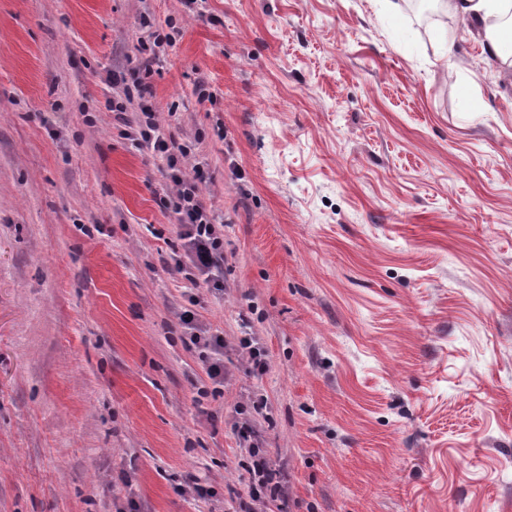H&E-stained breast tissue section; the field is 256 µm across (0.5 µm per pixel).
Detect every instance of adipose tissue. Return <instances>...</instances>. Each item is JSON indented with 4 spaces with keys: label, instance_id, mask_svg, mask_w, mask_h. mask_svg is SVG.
Segmentation results:
<instances>
[{
    "label": "adipose tissue",
    "instance_id": "ef3b65f1",
    "mask_svg": "<svg viewBox=\"0 0 512 512\" xmlns=\"http://www.w3.org/2000/svg\"><path fill=\"white\" fill-rule=\"evenodd\" d=\"M449 12L464 20L483 22L485 53L512 62V0H447Z\"/></svg>",
    "mask_w": 512,
    "mask_h": 512
}]
</instances>
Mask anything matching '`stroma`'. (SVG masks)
I'll use <instances>...</instances> for the list:
<instances>
[{"label": "stroma", "mask_w": 512, "mask_h": 512, "mask_svg": "<svg viewBox=\"0 0 512 512\" xmlns=\"http://www.w3.org/2000/svg\"><path fill=\"white\" fill-rule=\"evenodd\" d=\"M169 23L215 288L105 108ZM244 418L287 512H512V66L377 0H0V512H242ZM182 323L190 331L191 342L195 345L203 344L205 348L210 349L212 355L209 356L207 373L208 375L218 381L224 380V339L221 336H198L197 324L195 321L194 313L190 311L184 312L181 317Z\"/></svg>", "instance_id": "obj_1"}]
</instances>
